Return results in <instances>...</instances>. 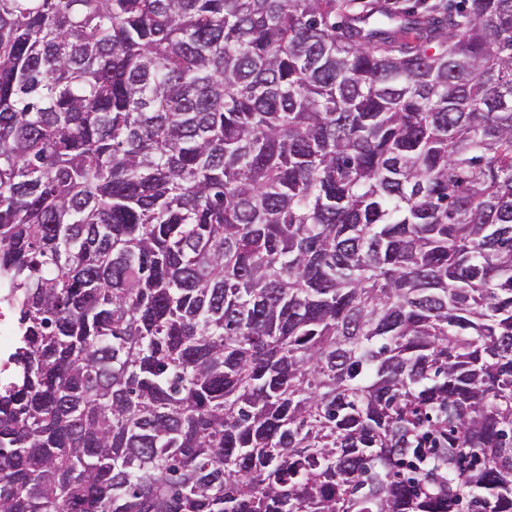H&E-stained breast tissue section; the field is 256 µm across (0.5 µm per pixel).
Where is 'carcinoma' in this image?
<instances>
[{
	"instance_id": "1",
	"label": "carcinoma",
	"mask_w": 512,
	"mask_h": 512,
	"mask_svg": "<svg viewBox=\"0 0 512 512\" xmlns=\"http://www.w3.org/2000/svg\"><path fill=\"white\" fill-rule=\"evenodd\" d=\"M0 512H512V0H0ZM12 289L0 283V376L3 383L8 381L9 356L17 341Z\"/></svg>"
}]
</instances>
